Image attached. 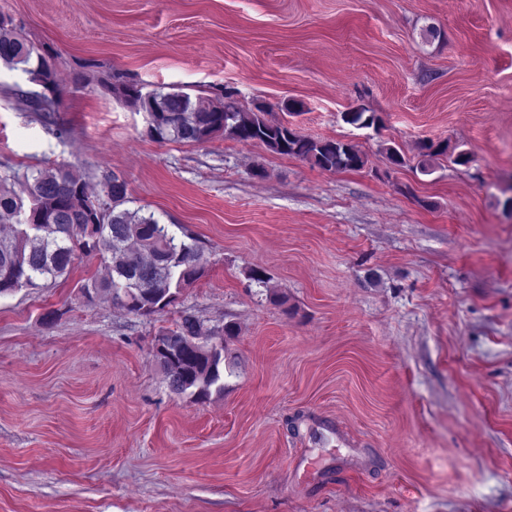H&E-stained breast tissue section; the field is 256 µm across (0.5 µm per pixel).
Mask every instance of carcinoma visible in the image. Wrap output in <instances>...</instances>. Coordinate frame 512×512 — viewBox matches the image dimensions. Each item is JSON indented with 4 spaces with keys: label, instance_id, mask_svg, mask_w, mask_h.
<instances>
[{
    "label": "carcinoma",
    "instance_id": "1",
    "mask_svg": "<svg viewBox=\"0 0 512 512\" xmlns=\"http://www.w3.org/2000/svg\"><path fill=\"white\" fill-rule=\"evenodd\" d=\"M0 66L20 71L41 87L37 112H52L61 79L46 57L27 42L12 19L0 15ZM113 95L147 114L148 136L159 142L200 144L218 134L248 143L259 142L273 153L299 158L328 172L357 171L365 155L352 143L301 134L282 122L266 118L262 110L245 111L224 91L215 98L195 97L181 90L143 91L136 83H111ZM424 173L432 162L448 154V142L425 139L419 144ZM88 184L65 164L27 172L0 171V224L10 232L0 237V295L21 288H37L38 281L68 277L77 253L97 256L107 275L80 286L86 303L107 296L136 316L163 312L182 288L205 273L207 259L195 243L176 237L154 215L122 208L127 182L108 179L102 192L110 195L102 213L89 208ZM214 329L185 310L175 328L162 331L158 361L170 391L178 396L207 398L211 387L224 390V351L213 352Z\"/></svg>",
    "mask_w": 512,
    "mask_h": 512
}]
</instances>
